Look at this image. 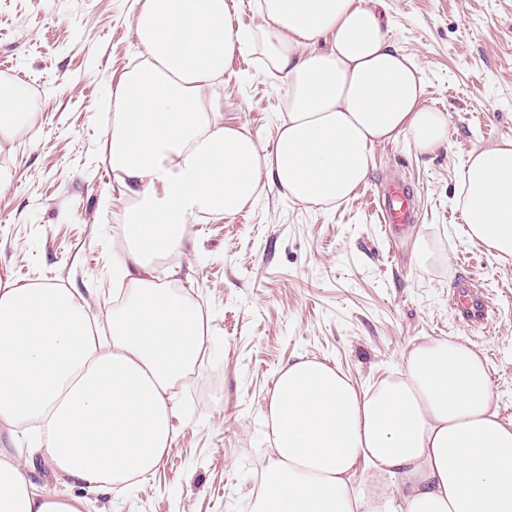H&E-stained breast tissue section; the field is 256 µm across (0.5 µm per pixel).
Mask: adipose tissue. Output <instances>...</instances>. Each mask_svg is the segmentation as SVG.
Segmentation results:
<instances>
[{"instance_id": "obj_1", "label": "adipose tissue", "mask_w": 512, "mask_h": 512, "mask_svg": "<svg viewBox=\"0 0 512 512\" xmlns=\"http://www.w3.org/2000/svg\"><path fill=\"white\" fill-rule=\"evenodd\" d=\"M142 59L112 96L107 151L128 204L119 226L109 336L66 288L0 286V428L33 433L27 457L0 448V512H80L35 479L39 464L96 493L128 490L174 441L172 391L202 368L205 314L156 282L197 215L229 219L271 186L332 207L366 181L376 146L409 137L430 153L448 115L423 106L422 72L365 0H256L263 24L234 26V0H135ZM262 43L264 75L287 87L271 144L225 123L219 93L235 53ZM456 205L470 240L512 258V139L473 151ZM272 455L253 512H512V425L486 358L457 339L415 338L400 370L361 390L300 358L264 416ZM374 482L355 487L359 470Z\"/></svg>"}]
</instances>
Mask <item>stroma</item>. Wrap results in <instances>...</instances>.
Here are the masks:
<instances>
[{
	"label": "stroma",
	"instance_id": "obj_1",
	"mask_svg": "<svg viewBox=\"0 0 512 512\" xmlns=\"http://www.w3.org/2000/svg\"><path fill=\"white\" fill-rule=\"evenodd\" d=\"M389 38L419 64L422 103L448 114V140L375 148L351 199L331 209L269 188L243 216L201 215L160 282L207 314L204 366L173 390V444L126 493L39 482L82 512H250L271 454L264 426L279 370L298 357L339 367L360 389L399 367L415 338H459L481 351L500 417L512 424V259L468 241L453 205L470 152L512 138V0H385ZM134 0H0V83L20 89L34 133L0 150V285L53 284L82 295L100 328L112 311L113 257L125 200L105 139L112 92L141 48ZM252 47L224 70V120L270 143L282 89ZM412 194L413 224L391 235L374 202L384 184ZM495 314L469 327L448 306L461 281Z\"/></svg>",
	"mask_w": 512,
	"mask_h": 512
}]
</instances>
